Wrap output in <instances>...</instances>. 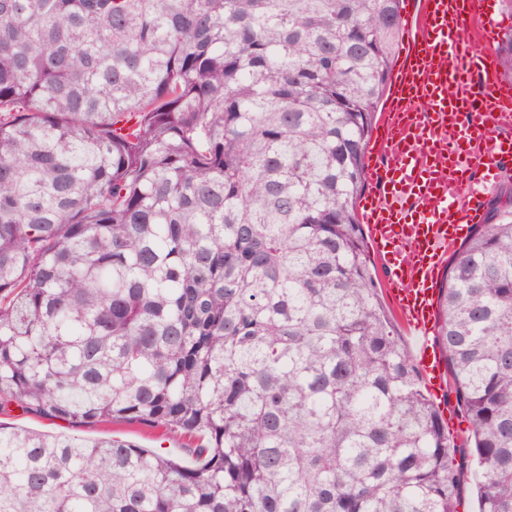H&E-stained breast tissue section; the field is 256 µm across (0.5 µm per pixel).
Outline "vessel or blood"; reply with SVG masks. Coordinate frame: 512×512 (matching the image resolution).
<instances>
[{
    "label": "vessel or blood",
    "instance_id": "obj_1",
    "mask_svg": "<svg viewBox=\"0 0 512 512\" xmlns=\"http://www.w3.org/2000/svg\"><path fill=\"white\" fill-rule=\"evenodd\" d=\"M493 0H422L405 19L402 62L368 147L381 157L377 194L361 219L385 267L387 292L416 341L415 359L432 393L443 395L444 360L430 339L443 258L481 223L487 192L512 157V83L491 54L463 48L467 23L492 43Z\"/></svg>",
    "mask_w": 512,
    "mask_h": 512
}]
</instances>
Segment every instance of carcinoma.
<instances>
[{
	"mask_svg": "<svg viewBox=\"0 0 512 512\" xmlns=\"http://www.w3.org/2000/svg\"><path fill=\"white\" fill-rule=\"evenodd\" d=\"M403 0H0V512H512V191L450 260L457 436L357 200ZM512 79V29L494 51ZM0 423L3 427L29 428L37 431L50 432L95 441L111 438L136 444L142 448H155L163 453L182 457L191 461L187 448L190 442L181 432L164 431L140 424H96L86 427H73L61 419H47L25 415L14 405L0 410Z\"/></svg>",
	"mask_w": 512,
	"mask_h": 512,
	"instance_id": "obj_1",
	"label": "carcinoma"
}]
</instances>
